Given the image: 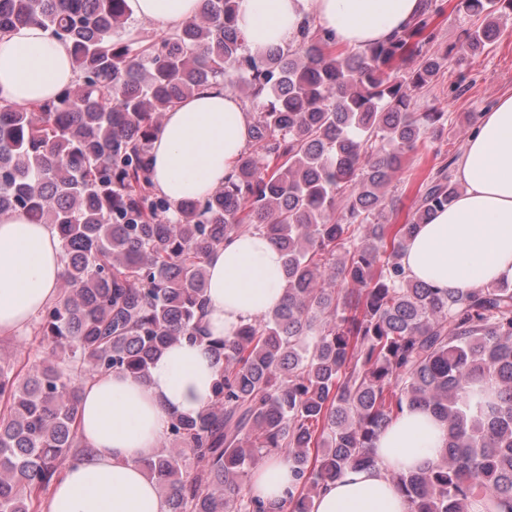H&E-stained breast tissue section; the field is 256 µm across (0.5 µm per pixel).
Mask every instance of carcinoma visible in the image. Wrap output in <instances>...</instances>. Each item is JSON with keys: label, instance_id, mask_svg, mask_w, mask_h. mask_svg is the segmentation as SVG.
<instances>
[{"label": "carcinoma", "instance_id": "carcinoma-1", "mask_svg": "<svg viewBox=\"0 0 512 512\" xmlns=\"http://www.w3.org/2000/svg\"><path fill=\"white\" fill-rule=\"evenodd\" d=\"M512 0H458L462 61L497 34ZM238 0H202L197 17L131 33L126 0H0V33L38 25L71 48L76 83L29 107L0 100V214L57 231L61 299L36 320L37 360L0 362V512H40L62 467L84 453L80 381L145 377L169 344H207L211 404L173 417L142 466L167 512H309L404 407L448 425L440 457L391 473L408 512H512V285L440 293L401 263L416 225L460 191L451 162L418 188L411 217L386 224V189L406 156L455 134L448 113L417 112L448 54L424 0L393 39L338 53L311 20L284 47L253 54ZM222 82L249 103L252 140L211 196L173 205L149 155L165 112ZM257 230L284 256L280 307L213 338L205 264L231 235ZM288 458L297 483L273 508L252 470Z\"/></svg>", "mask_w": 512, "mask_h": 512}]
</instances>
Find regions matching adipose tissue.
Returning a JSON list of instances; mask_svg holds the SVG:
<instances>
[{
    "instance_id": "adipose-tissue-1",
    "label": "adipose tissue",
    "mask_w": 512,
    "mask_h": 512,
    "mask_svg": "<svg viewBox=\"0 0 512 512\" xmlns=\"http://www.w3.org/2000/svg\"><path fill=\"white\" fill-rule=\"evenodd\" d=\"M131 17L175 28L193 19L201 0H127ZM421 0H240L237 23L250 48L288 44L307 19L331 30L338 48L362 50L389 41L416 16ZM77 79L71 52L39 26L0 34V98L30 106L56 98ZM242 100L212 84L166 112L150 151L156 189L172 203L223 188L250 141ZM462 189L448 208L418 225L407 241V275L444 292L512 282V95L481 113L456 164ZM283 255L264 233L234 234L206 264L204 325L232 337L284 301ZM60 242L49 224L0 215V337L28 328L60 298ZM218 378L207 347L179 341L150 366L147 379L112 371L81 390L78 435L87 449L65 465L46 512H167L142 468L172 416L193 417L213 398ZM448 429L428 410L405 408L379 435L375 463L345 470L314 497L311 512H407L394 471L436 460ZM293 486L287 458L275 454L253 469L250 493L275 503Z\"/></svg>"
}]
</instances>
